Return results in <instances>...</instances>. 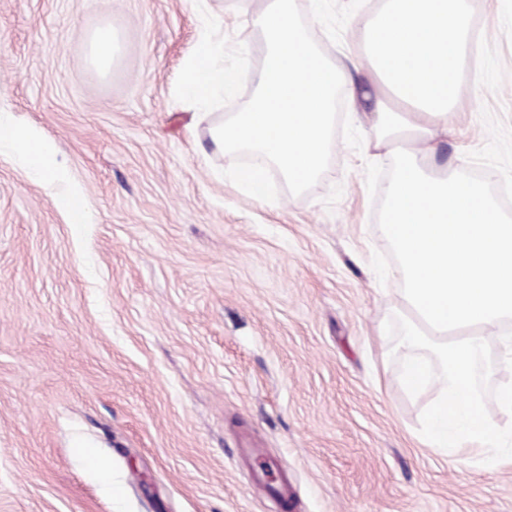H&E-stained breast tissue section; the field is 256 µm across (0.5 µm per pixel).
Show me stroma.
<instances>
[{"label":"stroma","mask_w":512,"mask_h":512,"mask_svg":"<svg viewBox=\"0 0 512 512\" xmlns=\"http://www.w3.org/2000/svg\"><path fill=\"white\" fill-rule=\"evenodd\" d=\"M207 2L225 67L258 73L267 0ZM381 3L307 13L334 64ZM469 4L480 62L434 163L512 188V0ZM106 24L103 77L86 52ZM200 35L193 0H0V111L62 168L37 181L0 151V512H512V454L432 450L438 389L401 385L391 160L339 135L307 194L239 190L180 93ZM74 191L89 223L68 220ZM486 344L505 426L512 358ZM89 47V64L100 72H106L112 66L116 43L112 27L105 25L94 31L87 39Z\"/></svg>","instance_id":"stroma-1"}]
</instances>
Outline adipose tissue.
Listing matches in <instances>:
<instances>
[{
	"label": "adipose tissue",
	"instance_id": "1",
	"mask_svg": "<svg viewBox=\"0 0 512 512\" xmlns=\"http://www.w3.org/2000/svg\"><path fill=\"white\" fill-rule=\"evenodd\" d=\"M358 24L359 54L376 89L374 109L363 116L365 151L393 156L396 169L385 189L383 232L404 282L397 343L405 359L402 382L412 394L440 389L426 418L432 448L446 454L470 448L489 458L512 444V429L491 424L474 372L486 337H499L512 353V216L483 182L430 163L458 104L460 64L471 42L467 3L385 0L380 13ZM238 82V73L224 67L223 42L203 36L187 62L182 92L204 112ZM1 148L39 178L57 171L52 147L2 113ZM423 347L435 360L420 355Z\"/></svg>",
	"mask_w": 512,
	"mask_h": 512
}]
</instances>
